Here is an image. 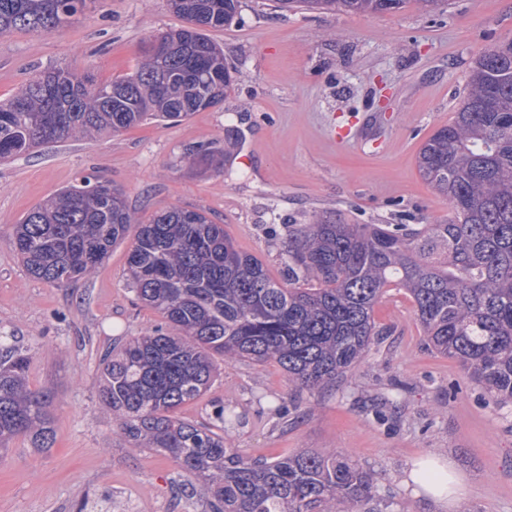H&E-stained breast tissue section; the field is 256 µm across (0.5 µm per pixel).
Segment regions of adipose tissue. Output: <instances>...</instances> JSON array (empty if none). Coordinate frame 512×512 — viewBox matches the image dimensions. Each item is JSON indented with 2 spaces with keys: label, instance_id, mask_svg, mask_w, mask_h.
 <instances>
[{
  "label": "adipose tissue",
  "instance_id": "obj_1",
  "mask_svg": "<svg viewBox=\"0 0 512 512\" xmlns=\"http://www.w3.org/2000/svg\"><path fill=\"white\" fill-rule=\"evenodd\" d=\"M404 484L413 488L416 497L447 512L460 499L463 482L448 460L430 455L416 459L406 470Z\"/></svg>",
  "mask_w": 512,
  "mask_h": 512
}]
</instances>
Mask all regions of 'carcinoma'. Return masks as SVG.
<instances>
[{
	"instance_id": "cac0c4a2",
	"label": "carcinoma",
	"mask_w": 512,
	"mask_h": 512,
	"mask_svg": "<svg viewBox=\"0 0 512 512\" xmlns=\"http://www.w3.org/2000/svg\"><path fill=\"white\" fill-rule=\"evenodd\" d=\"M185 25L164 52L149 43L131 74L109 81L39 72L0 102V161L85 135H115L148 118L181 121L216 107L234 85L208 32L230 27L240 0H169ZM409 0H278L291 9L378 14ZM95 0H0V35L51 33ZM228 150L199 145L191 167L224 170ZM422 178L448 199L445 224H349L334 213L288 225V285L242 252L203 211L171 206L137 221L120 188L81 179L36 205L8 243L33 277L65 285L95 272L132 238L127 277L161 327L101 361L99 396L131 448L170 457L201 479L218 512H351L376 497L374 474L334 450L253 461L224 441L230 406L206 426L182 408L209 390L219 356L277 364L302 389L334 384L384 335L374 307L388 288L413 302L424 335L500 405L512 403V41L479 56L452 123L421 146ZM0 356V450L17 437L55 441L51 395L28 381L29 354Z\"/></svg>"
}]
</instances>
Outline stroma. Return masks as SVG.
I'll return each mask as SVG.
<instances>
[{
	"mask_svg": "<svg viewBox=\"0 0 512 512\" xmlns=\"http://www.w3.org/2000/svg\"><path fill=\"white\" fill-rule=\"evenodd\" d=\"M182 24L167 0H98L59 31L2 35L0 97L54 66L100 80L132 73L144 41ZM211 37L236 78L223 104L0 164V336L29 349V384L52 392L56 429L53 448L18 438L0 454V512H76L128 497L137 512L210 509L170 458L124 444L98 397L103 354L162 323L127 284L128 244L59 287L28 273L7 243L13 224L84 177L109 180L144 224L173 205L208 212L280 281L287 225L326 212L353 224L448 221L451 208L421 179L416 155L452 121L475 60L512 40V0H448L433 15L412 2L363 15L241 0L238 23ZM200 144L230 147L238 161L220 174L189 170L183 157ZM374 319L386 335L336 386L301 391L276 364L224 363L183 416L208 423L211 402L228 400L241 416L230 440L249 457L325 448L349 457L378 487L355 512H438L400 482L429 453L465 482L454 512H512V406L428 345L404 292L389 289ZM377 404L391 421L375 418Z\"/></svg>",
	"mask_w": 512,
	"mask_h": 512,
	"instance_id": "stroma-1",
	"label": "stroma"
}]
</instances>
